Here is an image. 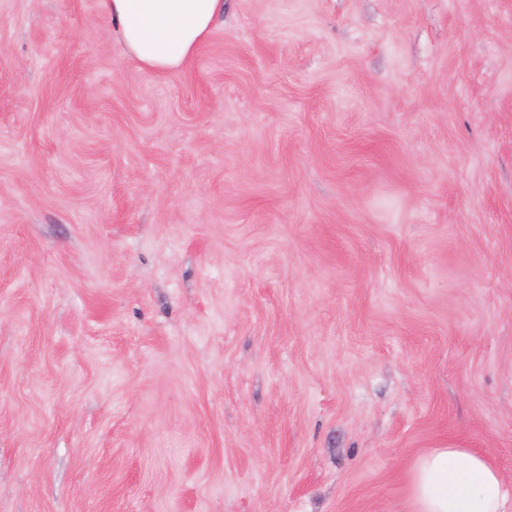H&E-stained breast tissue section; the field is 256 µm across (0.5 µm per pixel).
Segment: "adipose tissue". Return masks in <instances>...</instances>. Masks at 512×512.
<instances>
[{"instance_id":"adipose-tissue-1","label":"adipose tissue","mask_w":512,"mask_h":512,"mask_svg":"<svg viewBox=\"0 0 512 512\" xmlns=\"http://www.w3.org/2000/svg\"><path fill=\"white\" fill-rule=\"evenodd\" d=\"M125 53L142 68L182 70L224 16V0H100ZM408 512H512V485L468 448H433L414 462Z\"/></svg>"}]
</instances>
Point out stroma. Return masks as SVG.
<instances>
[{
  "mask_svg": "<svg viewBox=\"0 0 512 512\" xmlns=\"http://www.w3.org/2000/svg\"><path fill=\"white\" fill-rule=\"evenodd\" d=\"M0 0V512H402L512 483V0H226L142 69ZM406 512H511L512 486L469 448H431L414 462Z\"/></svg>",
  "mask_w": 512,
  "mask_h": 512,
  "instance_id": "35a3bbf8",
  "label": "stroma"
}]
</instances>
